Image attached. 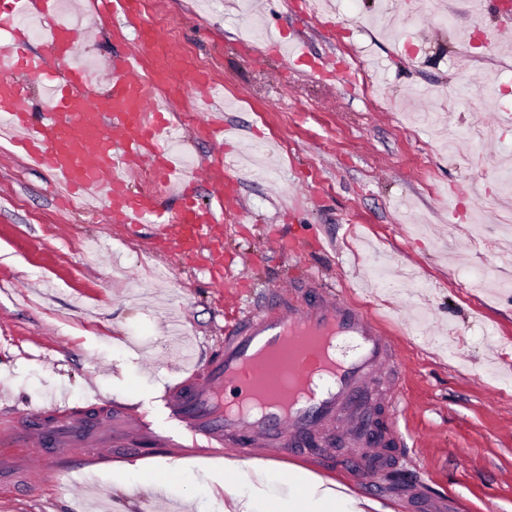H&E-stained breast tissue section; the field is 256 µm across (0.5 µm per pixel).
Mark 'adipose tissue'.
<instances>
[{"mask_svg": "<svg viewBox=\"0 0 512 512\" xmlns=\"http://www.w3.org/2000/svg\"><path fill=\"white\" fill-rule=\"evenodd\" d=\"M250 482L240 468L225 471L224 492L232 503V512H365L362 500L325 485L306 472L289 477L291 490L287 498L267 501L259 510L242 494Z\"/></svg>", "mask_w": 512, "mask_h": 512, "instance_id": "1", "label": "adipose tissue"}]
</instances>
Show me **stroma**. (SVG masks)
Segmentation results:
<instances>
[{
  "label": "stroma",
  "mask_w": 512,
  "mask_h": 512,
  "mask_svg": "<svg viewBox=\"0 0 512 512\" xmlns=\"http://www.w3.org/2000/svg\"><path fill=\"white\" fill-rule=\"evenodd\" d=\"M147 19L177 36L231 90L233 158L244 223L224 219L223 285L157 253L151 232L62 206L46 175L0 150V396L73 405L86 387L133 394L161 415L157 393L183 356L216 344L227 315L258 306L281 278L335 283L399 342L401 425L423 468L467 512H512V292L498 280L496 229L512 221V31L504 12L448 0L440 20L418 0H144ZM302 37L284 65L265 43L238 51L247 21ZM490 32L480 60L470 37ZM334 72L314 75L321 59ZM303 242L278 252L271 234ZM34 502L0 495V512H224V473L185 459L97 471L92 487Z\"/></svg>",
  "instance_id": "stroma-1"
}]
</instances>
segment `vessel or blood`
<instances>
[{
	"instance_id": "obj_1",
	"label": "vessel or blood",
	"mask_w": 512,
	"mask_h": 512,
	"mask_svg": "<svg viewBox=\"0 0 512 512\" xmlns=\"http://www.w3.org/2000/svg\"><path fill=\"white\" fill-rule=\"evenodd\" d=\"M84 12L120 34L103 81L76 66L80 31L60 22L58 0H0V55L11 71L0 78V133L70 199L100 201L109 223L152 227L181 259L223 270L224 214L237 205L228 166L217 158L185 170L175 149L183 136L164 118L186 83L207 114L197 134L219 146L232 140L220 82L150 27L141 0H85ZM25 14L44 28L38 44L20 24ZM130 26L136 39L122 35ZM28 75L42 79L44 110L36 116L25 110ZM143 167L157 186L133 190L130 176ZM201 184L210 194L204 206L195 198ZM399 375L395 339L368 310L316 280H289L225 324L218 347L163 385L164 421L95 386L82 408L63 396L38 406L5 401L0 488L30 499L76 471L186 458L329 473L333 459L315 440L336 421L369 446L370 473L388 478L406 512L425 503L430 512H463L426 474L403 476L390 449L407 443Z\"/></svg>"
}]
</instances>
